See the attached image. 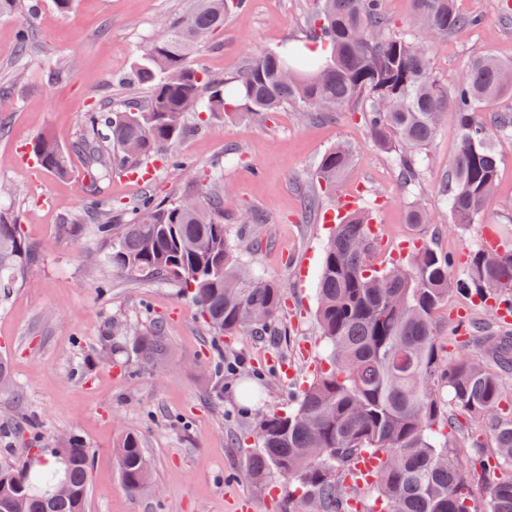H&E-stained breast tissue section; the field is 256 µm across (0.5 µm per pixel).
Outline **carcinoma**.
Returning <instances> with one entry per match:
<instances>
[{"label": "carcinoma", "mask_w": 512, "mask_h": 512, "mask_svg": "<svg viewBox=\"0 0 512 512\" xmlns=\"http://www.w3.org/2000/svg\"><path fill=\"white\" fill-rule=\"evenodd\" d=\"M456 3L410 0L416 30L398 36L384 0H316L309 23L311 40L324 46L322 52L307 45L273 49L220 78L189 59L246 0H194L184 15L161 21V36L135 71L118 80L146 87L148 96L127 95L96 110L72 150L95 173L122 174L183 139L191 114L246 112L264 122L291 108L307 119L355 102L373 141L392 154L404 186L414 187L429 160V145L450 117L460 147L448 165L442 195L450 198L453 223L475 224L488 206L500 164L480 112L512 93V63L477 51L453 89L433 77L431 43L480 24ZM32 150L45 170L68 175L72 150L45 136ZM350 158L345 145L326 151L314 172L320 188L336 191ZM194 199L196 206L186 209L179 200L163 204L148 196L119 224L103 204L69 224H94L96 235L111 246L113 269L179 283L215 335H281L276 323L283 294L231 249L221 184H210ZM368 224L365 213L351 212L325 245L317 296L325 365L293 411L260 417L258 447L245 474L256 482L277 477L287 491L288 512H512V397L485 361L460 353L441 357L435 324L454 291L505 304L511 314L512 250L497 251L500 259L481 270L476 262L488 252L481 248L454 276L455 260L425 243L403 265L379 269ZM36 264L20 225L0 210V294L8 295ZM134 334L132 346L143 363L165 354L157 326L118 330L110 322L102 342L111 349L117 338ZM484 342L492 360L512 364V336L489 333ZM459 415L489 430L485 439L468 435L472 466L505 471L481 509L472 502L470 475L456 452L464 435ZM68 448L69 460L57 457L55 470L40 465L42 449H22L32 460L8 470L0 498L10 497L15 512H85L90 450L76 437ZM363 451L379 453L381 464L372 483L357 486L347 476ZM115 455L127 492L139 494L151 479L139 436L123 434ZM62 478L75 495L54 499L51 493Z\"/></svg>", "instance_id": "1"}]
</instances>
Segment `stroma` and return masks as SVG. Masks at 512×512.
I'll return each instance as SVG.
<instances>
[{
  "mask_svg": "<svg viewBox=\"0 0 512 512\" xmlns=\"http://www.w3.org/2000/svg\"><path fill=\"white\" fill-rule=\"evenodd\" d=\"M313 4L247 0L192 61L228 76L247 58L305 42ZM458 4L482 23L434 42L433 76L450 87L464 78L475 51L512 62V18L502 0ZM191 5L73 0L60 12L53 0H40L35 40L22 58L16 49L21 15L0 18V209L16 216L39 258L28 283L0 298V356L13 380L0 389V431L22 429L44 448L67 434L79 437L90 450L87 512H237L242 499L249 512H283L274 495L278 479L254 483L243 471L257 446L258 418L292 409L325 362L316 288L323 247L335 228L324 215L336 209L339 197L358 195L375 219L383 240L375 255L379 267L399 259L401 244L414 239L466 258L481 247L487 224L503 247H512V142L500 145L497 189L482 222L413 224L412 202L444 209L437 186L459 147L455 124L438 131L422 182L411 190L351 106L308 123L289 109L263 125L248 116L202 115L178 147L193 169L172 170L160 157L148 164L146 183L128 174L94 177L78 156L69 177L34 178L24 160L32 142L48 133L70 147L93 111L120 98L112 80L134 69L158 38L160 19L184 14ZM66 57L76 60V68L51 79L49 61ZM339 143L350 145L351 164L335 195L324 196L321 213L308 215L302 199L312 188L311 175L321 155ZM214 179L234 197L224 212L229 244L285 294L277 342L243 334L213 337L179 285L113 270L108 246L92 225L74 233L65 223L102 200L111 201L117 217L144 196L166 200ZM254 210L264 223H238L239 213ZM112 318L131 327L159 324L166 355L143 365L126 341L106 352L100 338ZM499 322L492 304L451 295L437 314L438 348L481 357L478 328ZM128 431L140 434L153 467L149 486L135 496L122 487L113 453Z\"/></svg>",
  "mask_w": 512,
  "mask_h": 512,
  "instance_id": "obj_1",
  "label": "stroma"
}]
</instances>
